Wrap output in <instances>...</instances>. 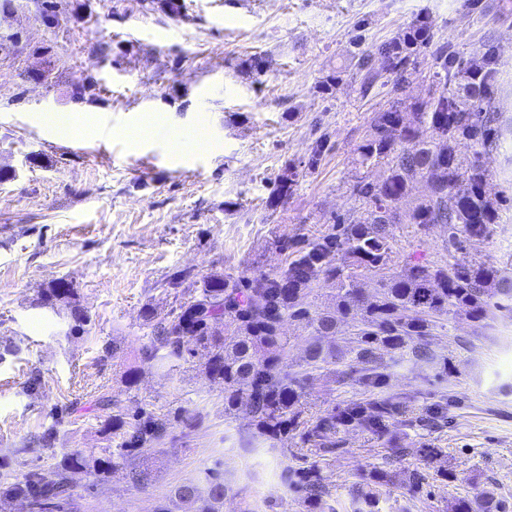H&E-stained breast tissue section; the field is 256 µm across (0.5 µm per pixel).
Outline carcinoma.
<instances>
[{
	"label": "carcinoma",
	"mask_w": 512,
	"mask_h": 512,
	"mask_svg": "<svg viewBox=\"0 0 512 512\" xmlns=\"http://www.w3.org/2000/svg\"><path fill=\"white\" fill-rule=\"evenodd\" d=\"M354 46L352 59L363 74L364 90L376 84L385 88V103L370 117L354 159L360 168H381L380 179L357 178L351 187L353 206L333 214L327 231L282 238L279 244L286 257L278 269L249 274L216 270L201 277L182 269L169 281L180 289L175 309L165 316L150 305L141 310L143 325L151 329L142 360L181 361L203 352L202 371L224 388V412L247 409L252 439L275 441L295 431L302 444L324 453L338 449L341 433L362 430L386 437L404 413L407 397L389 388L381 351L430 360L429 336L449 314L462 312L471 321L482 322L504 309L501 301H512V278L490 263L438 264L415 252L395 260L389 228L397 213L399 223L420 229L444 225L453 246L490 236L498 206L485 190L488 173L479 155L467 159L458 147L463 141L486 147L497 134L493 124L498 119L499 69L494 42L486 39L468 54L437 44L432 21L421 15L380 44L364 48L358 40ZM428 50L433 64L426 95L411 99L405 94L407 75ZM326 148L327 138L320 137L306 164L285 162L267 198L269 210L278 211L294 195L316 170ZM421 178L429 179L431 188L415 196L413 189ZM369 276L376 279L371 295L362 288ZM320 282L331 289L330 304L323 309L310 301ZM36 304L66 308L73 321L71 332H88L90 315L66 279H54L41 288ZM341 320L350 324L353 335L345 374L368 396L305 421L303 400L317 381V372L340 363L345 355L324 342ZM287 321L302 325L311 335L298 366L289 360ZM447 418L448 400L442 397L420 422L434 425ZM174 421L190 428L195 417L148 415L129 421L118 410L102 422V430L121 439L119 458L90 461L72 452L45 472L0 483V497L36 505L37 512H72V475L91 469L105 477L122 463L129 464L131 482L144 486L151 473L131 460L152 455ZM357 478L363 488L397 484L412 499L427 492L426 477L417 468L373 467L358 472ZM284 479L307 512H317L326 492L319 467L312 463L288 468ZM226 495L224 479L212 471L204 488L191 481L173 486L155 512H223ZM451 512L506 510L488 492L473 500L457 499Z\"/></svg>",
	"instance_id": "obj_1"
}]
</instances>
